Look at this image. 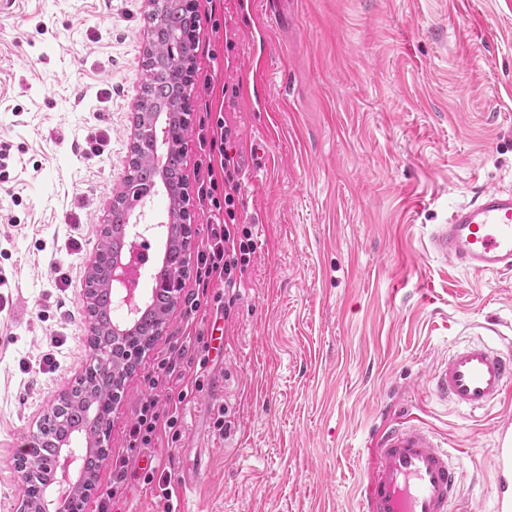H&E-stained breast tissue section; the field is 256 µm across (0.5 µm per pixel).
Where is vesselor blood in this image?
I'll list each match as a JSON object with an SVG mask.
<instances>
[{
	"label": "vessel or blood",
	"mask_w": 512,
	"mask_h": 512,
	"mask_svg": "<svg viewBox=\"0 0 512 512\" xmlns=\"http://www.w3.org/2000/svg\"><path fill=\"white\" fill-rule=\"evenodd\" d=\"M432 249L473 273L512 272V190L489 187L438 225ZM438 399L470 411L512 392V353L471 342L449 351L428 378ZM493 431L495 512H512V417ZM360 512H455L464 478L462 457L449 456L423 421L403 417L378 427L368 443Z\"/></svg>",
	"instance_id": "obj_1"
}]
</instances>
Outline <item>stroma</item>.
I'll list each match as a JSON object with an SVG mask.
<instances>
[{
    "mask_svg": "<svg viewBox=\"0 0 512 512\" xmlns=\"http://www.w3.org/2000/svg\"><path fill=\"white\" fill-rule=\"evenodd\" d=\"M251 86L241 0H195L184 174L194 251L219 213L198 171L217 119L231 131L236 220L254 244L233 294L189 272L161 335L126 380L83 512L126 458L120 512H160L183 478L188 512H359L383 410L421 417L462 454L463 512H494L493 426L512 396L470 413L423 383L453 346L512 347V274L477 275L430 248L456 204L512 189V8L504 0H286ZM145 0H9L0 10V512H18L13 458L88 366L82 285L128 173L148 36ZM265 165L249 172L251 145ZM80 231L78 254L63 244ZM67 275L69 286L59 277ZM202 296L197 311L188 302ZM224 323V354L197 339ZM59 366L31 365L49 334ZM179 398V436L130 449L147 394ZM156 454L145 474L142 460Z\"/></svg>",
    "mask_w": 512,
    "mask_h": 512,
    "instance_id": "stroma-1",
    "label": "stroma"
}]
</instances>
